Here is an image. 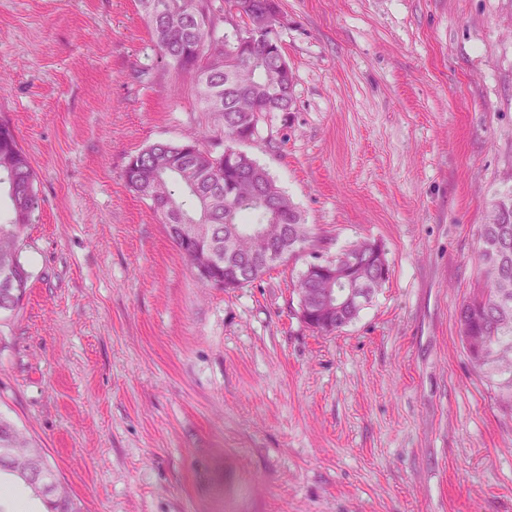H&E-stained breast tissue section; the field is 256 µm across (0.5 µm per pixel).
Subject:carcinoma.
<instances>
[{
  "mask_svg": "<svg viewBox=\"0 0 512 512\" xmlns=\"http://www.w3.org/2000/svg\"><path fill=\"white\" fill-rule=\"evenodd\" d=\"M146 22L162 58L193 78L195 96L209 124L186 141H157L133 155L124 170L127 186L151 202L163 224H201L199 241L186 245L170 235L184 260L195 270L204 267L206 284L217 287L235 274L243 288L270 267L249 268V255L267 248L307 249L315 241L295 204L268 171L242 153L229 157L207 149L236 134L255 137L264 112H285L294 104V86L271 97L278 77L276 60L262 47L247 55L238 50V35L219 27L222 6L215 0H140ZM241 30L262 12V0H244ZM36 175L14 129L0 123V187L8 186L10 213L0 218V312L15 310L25 296L30 272L21 261L25 231L38 209ZM236 230L240 252H226L225 227ZM376 244L359 241L337 253V260L360 273L374 291L387 280L388 262L374 264ZM475 261L481 282L456 312L459 340L473 367L486 378L499 408L512 414V203L497 204L482 225ZM332 287L327 274L302 271L297 288L306 302L324 304ZM10 449L14 469L36 472L47 487L49 512H74L67 488L52 479L40 448L0 416V449Z\"/></svg>",
  "mask_w": 512,
  "mask_h": 512,
  "instance_id": "1",
  "label": "carcinoma"
}]
</instances>
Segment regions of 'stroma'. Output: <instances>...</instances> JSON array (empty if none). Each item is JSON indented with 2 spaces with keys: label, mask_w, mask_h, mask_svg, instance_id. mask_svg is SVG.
Here are the masks:
<instances>
[{
  "label": "stroma",
  "mask_w": 512,
  "mask_h": 512,
  "mask_svg": "<svg viewBox=\"0 0 512 512\" xmlns=\"http://www.w3.org/2000/svg\"><path fill=\"white\" fill-rule=\"evenodd\" d=\"M279 7L294 107L242 149L325 255L381 243L385 288L326 334L298 314L303 261L200 281L123 178L208 120L138 0H0V122L39 199L0 414L76 512H512V416L455 323L512 202V0Z\"/></svg>",
  "instance_id": "stroma-1"
}]
</instances>
